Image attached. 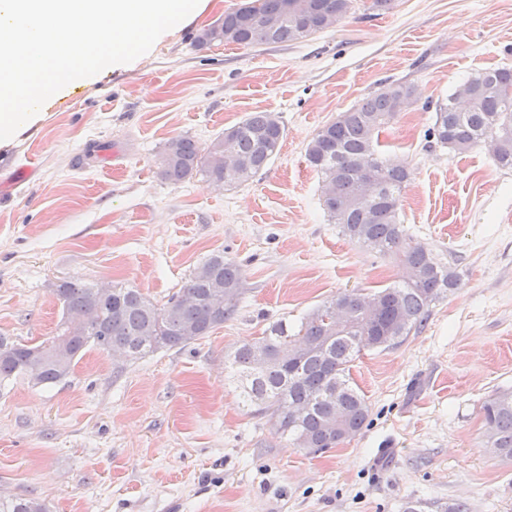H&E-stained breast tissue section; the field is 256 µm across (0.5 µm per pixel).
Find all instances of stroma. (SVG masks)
I'll list each match as a JSON object with an SVG mask.
<instances>
[{
	"label": "stroma",
	"instance_id": "1",
	"mask_svg": "<svg viewBox=\"0 0 512 512\" xmlns=\"http://www.w3.org/2000/svg\"><path fill=\"white\" fill-rule=\"evenodd\" d=\"M244 0H209L128 69L62 88L0 146V334L57 335L58 281H122L156 305L210 254L241 268L238 311L184 348L113 361L87 347L52 385L0 386V497L49 512H512V461L490 455L482 404L512 391V170L476 147L429 146L434 109L471 75L512 67V0H353L334 27L284 44L197 47ZM402 81L420 101L381 129L408 162L400 219L455 264L459 285L424 328L350 366L369 417L310 454L244 407L224 370L239 345L300 321L339 291L377 292L397 260L344 237L305 152L317 131ZM254 112L282 147L247 184H173L172 138L209 144Z\"/></svg>",
	"mask_w": 512,
	"mask_h": 512
}]
</instances>
